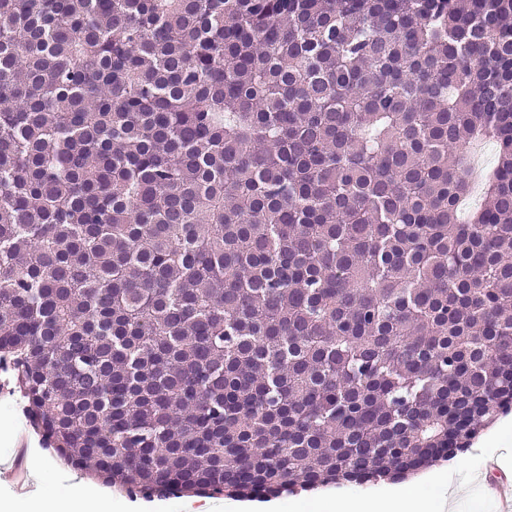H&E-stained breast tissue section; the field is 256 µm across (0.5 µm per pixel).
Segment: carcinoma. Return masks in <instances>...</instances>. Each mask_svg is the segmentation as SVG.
I'll list each match as a JSON object with an SVG mask.
<instances>
[{"instance_id": "1", "label": "carcinoma", "mask_w": 512, "mask_h": 512, "mask_svg": "<svg viewBox=\"0 0 512 512\" xmlns=\"http://www.w3.org/2000/svg\"><path fill=\"white\" fill-rule=\"evenodd\" d=\"M507 14L0 0V361L49 447L148 497L468 450L512 407Z\"/></svg>"}]
</instances>
